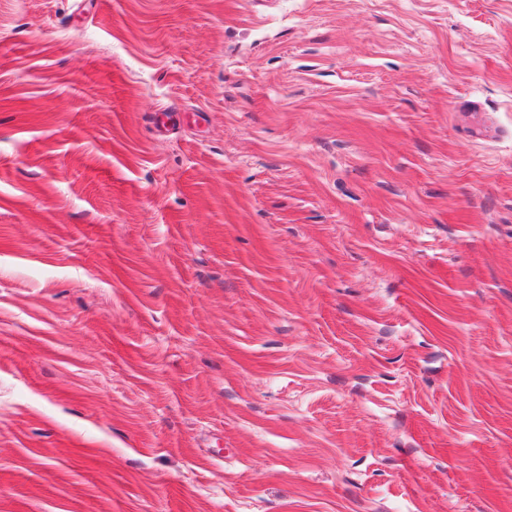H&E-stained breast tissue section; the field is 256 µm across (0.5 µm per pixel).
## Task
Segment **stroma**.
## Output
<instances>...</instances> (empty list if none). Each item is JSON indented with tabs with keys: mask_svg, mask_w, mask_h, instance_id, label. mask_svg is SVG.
Instances as JSON below:
<instances>
[{
	"mask_svg": "<svg viewBox=\"0 0 512 512\" xmlns=\"http://www.w3.org/2000/svg\"><path fill=\"white\" fill-rule=\"evenodd\" d=\"M0 512H512V0H0Z\"/></svg>",
	"mask_w": 512,
	"mask_h": 512,
	"instance_id": "35a3bbf8",
	"label": "stroma"
}]
</instances>
